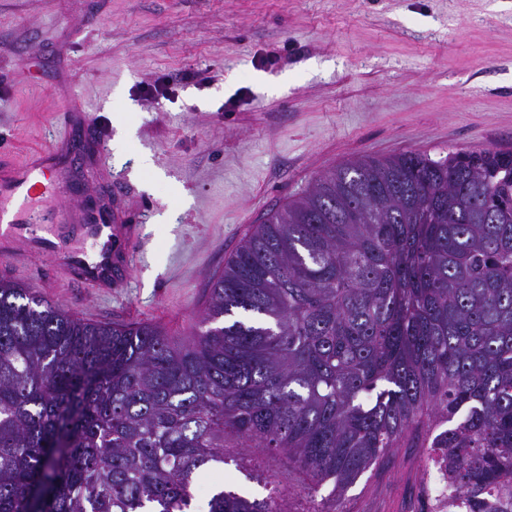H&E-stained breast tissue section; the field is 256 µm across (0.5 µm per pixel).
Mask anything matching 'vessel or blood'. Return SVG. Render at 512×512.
I'll use <instances>...</instances> for the list:
<instances>
[{
	"label": "vessel or blood",
	"instance_id": "b4317fda",
	"mask_svg": "<svg viewBox=\"0 0 512 512\" xmlns=\"http://www.w3.org/2000/svg\"><path fill=\"white\" fill-rule=\"evenodd\" d=\"M60 161L58 147L48 146L31 153L25 164L0 162V238L17 242L20 250L13 255L16 262L39 256L46 258L51 267L76 277L81 287H121L129 274L132 246L139 235L130 212L118 207L109 213L81 208L71 214L69 223L78 225L83 237L94 244L89 252L64 248L58 234L40 232L50 218L29 206L28 201L39 192L41 179L59 175Z\"/></svg>",
	"mask_w": 512,
	"mask_h": 512
}]
</instances>
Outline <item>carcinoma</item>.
Returning <instances> with one entry per match:
<instances>
[{
    "instance_id": "obj_1",
    "label": "carcinoma",
    "mask_w": 512,
    "mask_h": 512,
    "mask_svg": "<svg viewBox=\"0 0 512 512\" xmlns=\"http://www.w3.org/2000/svg\"><path fill=\"white\" fill-rule=\"evenodd\" d=\"M228 448L285 457L306 512L436 448L468 512H512L511 150L330 169L253 228L180 338L0 279V512H191L230 464L274 483ZM207 512L290 510L218 483Z\"/></svg>"
}]
</instances>
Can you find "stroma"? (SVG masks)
<instances>
[{"label":"stroma","mask_w":512,"mask_h":512,"mask_svg":"<svg viewBox=\"0 0 512 512\" xmlns=\"http://www.w3.org/2000/svg\"><path fill=\"white\" fill-rule=\"evenodd\" d=\"M164 77L174 99L143 95ZM71 112L104 127L140 221L127 281L93 291L2 252L0 277L179 335L252 228L328 169L512 149V0H0V155L76 140ZM420 463L397 449L347 512H406Z\"/></svg>","instance_id":"stroma-1"}]
</instances>
